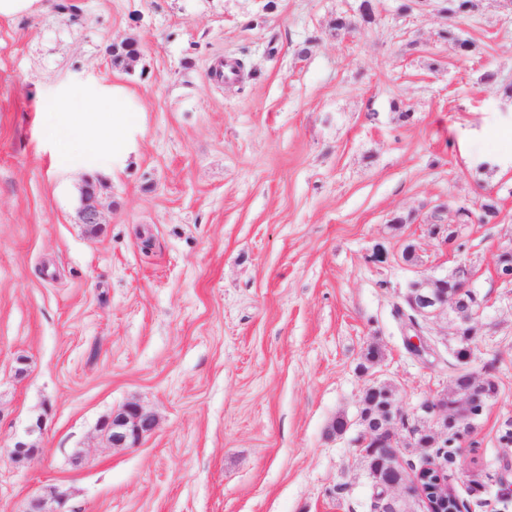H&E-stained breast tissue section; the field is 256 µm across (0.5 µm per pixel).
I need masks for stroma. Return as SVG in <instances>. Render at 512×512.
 <instances>
[{
  "label": "stroma",
  "mask_w": 512,
  "mask_h": 512,
  "mask_svg": "<svg viewBox=\"0 0 512 512\" xmlns=\"http://www.w3.org/2000/svg\"><path fill=\"white\" fill-rule=\"evenodd\" d=\"M361 3L0 15V512L55 493L64 512H374L364 392L387 385L409 426L434 427L420 406L452 387L457 320L426 324L414 355L405 294L462 261L484 302L470 369L494 364L498 391L448 484L462 512H512V284L497 272L512 166L490 162L512 152V0L455 16L446 0H372L370 24ZM126 40L128 69L112 64ZM65 86L133 109L112 161H61L45 111ZM90 180L94 227L78 215ZM489 193L495 222L433 234ZM128 402L157 427L111 447L99 423ZM23 438L38 453L19 467Z\"/></svg>",
  "instance_id": "1"
}]
</instances>
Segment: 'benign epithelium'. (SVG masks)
Wrapping results in <instances>:
<instances>
[{
    "label": "benign epithelium",
    "mask_w": 512,
    "mask_h": 512,
    "mask_svg": "<svg viewBox=\"0 0 512 512\" xmlns=\"http://www.w3.org/2000/svg\"><path fill=\"white\" fill-rule=\"evenodd\" d=\"M80 223L94 226L101 223L100 203L96 184L87 181L81 199L79 210ZM474 219V213L467 207H461L456 212V221L448 225V240L453 241L458 233L456 225L469 224ZM472 273L468 264L460 263L444 276H423L413 281L408 288L405 302L411 311L409 318L413 330H418V320H427L440 315L445 311L455 314L458 321L456 336L467 330V335L474 337L479 331L476 315L481 308V302L476 293L470 289L469 282ZM372 392H386L383 385L370 387ZM388 393V392H386ZM390 402L385 406L387 419L383 423L369 424L366 414H361L366 432L358 440V451L364 462H369L372 454L379 444H386V467L389 470L387 478L382 479L375 473H370L375 489L381 490L376 496L375 512H401L403 503L409 498L424 503L426 512H456L448 506V501H457L455 496L448 495V481L443 479L441 468L431 464L425 465L430 472L436 473L433 482L437 487H424L417 479L407 478L400 460L401 436L396 427V421L402 419V412L393 400V393H388ZM421 410L435 415L440 428V436L436 440L444 439L448 430L446 426L453 424L459 428L457 442H462L469 428L466 424L458 422L448 416L446 408L440 401L427 402L421 405ZM157 424L153 413L144 409L138 402H129L112 412L100 424V430L107 434L114 448H127L139 445L141 440L153 432ZM34 445L24 439L17 440L9 449L11 460L21 466L26 464L35 454ZM64 503L62 495L58 494L50 499L36 498L30 502L28 512H60L58 507Z\"/></svg>",
    "instance_id": "7a95c632"
}]
</instances>
